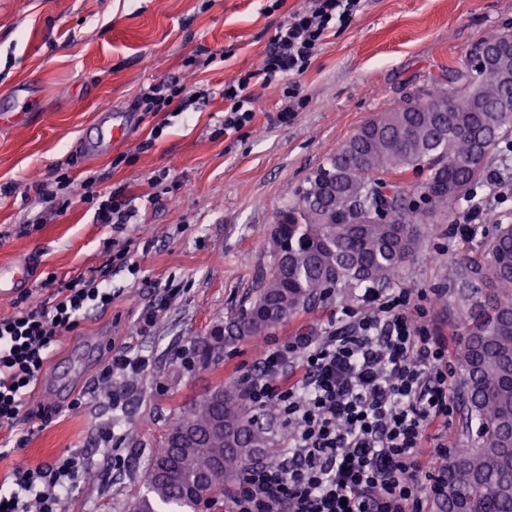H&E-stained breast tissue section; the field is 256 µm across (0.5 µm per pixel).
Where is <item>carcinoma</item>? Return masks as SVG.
<instances>
[{
  "label": "carcinoma",
  "mask_w": 512,
  "mask_h": 512,
  "mask_svg": "<svg viewBox=\"0 0 512 512\" xmlns=\"http://www.w3.org/2000/svg\"><path fill=\"white\" fill-rule=\"evenodd\" d=\"M506 32L487 35L470 50L475 61L505 51ZM450 87L416 89L361 125L278 211L270 233V275L261 278L199 353L204 366L224 349L257 339L337 288L369 283L390 288L422 248L427 214L475 202L485 161L512 136V83L486 63L448 69ZM431 97L466 102L455 112H432ZM424 180L409 185L410 175ZM419 194V200L413 195ZM450 311L460 337L453 360L464 402L455 452L431 494V512H512V224L488 225L478 248L448 261ZM190 428L184 438L180 430ZM269 437L236 383L195 401L168 430L149 471L166 478L146 484L133 512H202L224 498L256 459L273 462Z\"/></svg>",
  "instance_id": "carcinoma-1"
}]
</instances>
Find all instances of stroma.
<instances>
[{
    "instance_id": "stroma-1",
    "label": "stroma",
    "mask_w": 512,
    "mask_h": 512,
    "mask_svg": "<svg viewBox=\"0 0 512 512\" xmlns=\"http://www.w3.org/2000/svg\"><path fill=\"white\" fill-rule=\"evenodd\" d=\"M306 0H0V106L18 84L37 91L23 125L0 124V264L29 261L34 301L42 280L102 272L115 298L93 311L55 347L37 381L45 408L0 426V482L81 452L89 474L66 495L62 512H129L169 428L202 395L251 369L261 345L320 334L342 307L362 309L358 289L339 291L314 309L246 340L210 365L197 352L269 274L268 237L295 189L364 122L412 86L428 85L461 63L491 32L512 31V0H366L337 27L298 77L300 104L276 120L282 91L255 85L254 118L224 131V85L257 70L277 27ZM177 81L211 93L198 112L143 114V87ZM130 114L112 149L80 150L95 108ZM164 130L151 140L156 124ZM75 183L94 176L95 191L123 189L135 223L105 226L80 195L63 213L37 185L57 171ZM467 208L427 219L430 233L399 285L426 291V322L456 344L458 327L436 303L448 260L463 241L448 236ZM43 221L30 225L29 220ZM128 247L137 273L113 265L108 241ZM154 325L139 331L146 306ZM146 359L137 373L99 376L113 349Z\"/></svg>"
}]
</instances>
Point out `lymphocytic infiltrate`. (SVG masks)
Returning a JSON list of instances; mask_svg holds the SVG:
<instances>
[{
  "instance_id": "f902f5d3",
  "label": "lymphocytic infiltrate",
  "mask_w": 512,
  "mask_h": 512,
  "mask_svg": "<svg viewBox=\"0 0 512 512\" xmlns=\"http://www.w3.org/2000/svg\"><path fill=\"white\" fill-rule=\"evenodd\" d=\"M361 0H307L304 10L277 28L260 69L224 86V129L236 132L254 111L249 87L287 82L321 52L336 26L349 23ZM209 93L175 82L148 85L139 111H199ZM94 178L84 182V203L100 224H127L137 209L123 190L98 195ZM51 288L41 305L20 298L0 318V426L14 424L33 400L35 382L54 346L93 311L112 306V291L89 272L69 282L47 274ZM364 311L343 310L320 336H299L263 347L240 377L246 400L257 409L277 406L291 427L288 447L276 464L249 465L230 501V512H424L441 475L425 459L456 412L451 396L455 370L448 339L421 322L426 310L412 289L383 293L364 289ZM82 454L66 453L36 468H16L11 485L0 484V512H60L63 493L88 472Z\"/></svg>"
}]
</instances>
